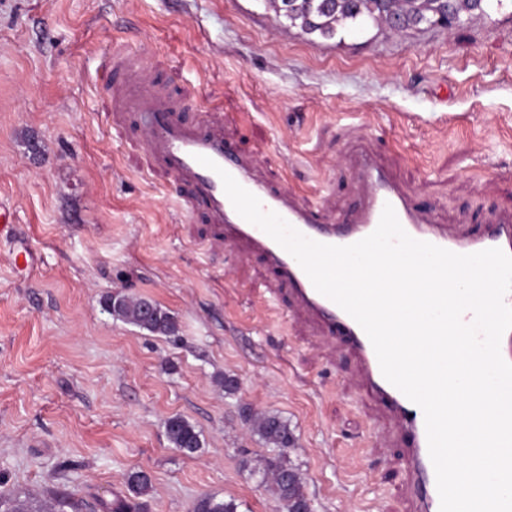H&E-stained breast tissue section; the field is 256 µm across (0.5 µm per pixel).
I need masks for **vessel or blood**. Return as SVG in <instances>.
<instances>
[{
	"label": "vessel or blood",
	"mask_w": 512,
	"mask_h": 512,
	"mask_svg": "<svg viewBox=\"0 0 512 512\" xmlns=\"http://www.w3.org/2000/svg\"><path fill=\"white\" fill-rule=\"evenodd\" d=\"M108 82L113 111L135 113L150 162L169 174L180 188L182 205L202 213L211 227L209 244L220 247L229 240L260 254L276 285L286 289L295 313L311 317L319 324L323 337L352 352L363 389L388 409L408 438L403 450L407 512H439L440 498L422 409L384 378L362 327L315 289L292 255L236 212L219 174L228 172L260 199L264 209L279 214L307 238L330 245H350L370 235L389 204L404 231L415 240L457 254L496 247L512 255V217L486 224L476 236L449 232L436 223L432 208L418 205L361 142L345 156L358 201L352 211L326 216L322 208L307 204L293 189L259 175L254 157L225 139L224 117L218 111H211L203 122L178 120V113L193 111V104L172 95L150 74L147 64L126 49H113ZM203 156L214 161V168L200 164Z\"/></svg>",
	"instance_id": "1"
}]
</instances>
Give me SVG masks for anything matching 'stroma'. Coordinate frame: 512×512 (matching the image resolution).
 <instances>
[{
    "label": "stroma",
    "mask_w": 512,
    "mask_h": 512,
    "mask_svg": "<svg viewBox=\"0 0 512 512\" xmlns=\"http://www.w3.org/2000/svg\"><path fill=\"white\" fill-rule=\"evenodd\" d=\"M117 46L192 101L186 120L221 103L225 136L306 202L352 203L342 157L364 136L437 223L470 234L512 212V14L337 45L281 25L263 0H0V204L16 221L0 239V483L102 512L142 469V512H188L203 493L275 512L252 471L270 451L248 407L287 420L312 512H403L395 427L351 355L308 318L267 311L262 258L209 246L115 117ZM113 293L154 300L176 337L112 317ZM176 415L200 433L193 456L167 438Z\"/></svg>",
    "instance_id": "35a3bbf8"
}]
</instances>
